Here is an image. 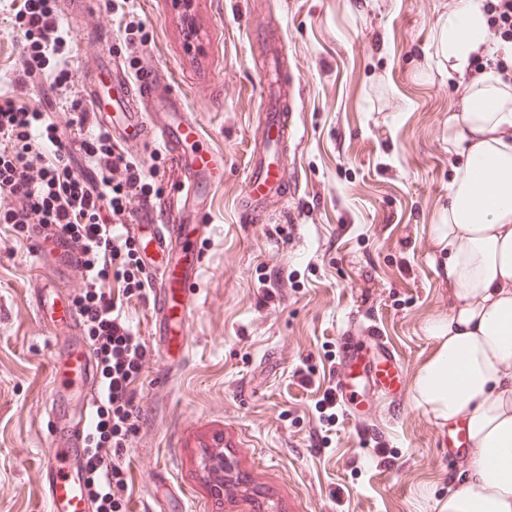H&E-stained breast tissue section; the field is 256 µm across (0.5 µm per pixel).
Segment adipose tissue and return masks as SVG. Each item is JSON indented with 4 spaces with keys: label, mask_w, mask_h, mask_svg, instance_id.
<instances>
[{
    "label": "adipose tissue",
    "mask_w": 512,
    "mask_h": 512,
    "mask_svg": "<svg viewBox=\"0 0 512 512\" xmlns=\"http://www.w3.org/2000/svg\"><path fill=\"white\" fill-rule=\"evenodd\" d=\"M448 69L499 50L483 0H457L439 37ZM448 119L458 167L435 239L448 248L449 317L431 321L436 348L412 382L414 402L471 442L466 474L440 512H512V92L495 74Z\"/></svg>",
    "instance_id": "adipose-tissue-1"
}]
</instances>
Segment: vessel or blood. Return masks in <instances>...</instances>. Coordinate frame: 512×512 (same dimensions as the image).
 Segmentation results:
<instances>
[{"mask_svg": "<svg viewBox=\"0 0 512 512\" xmlns=\"http://www.w3.org/2000/svg\"><path fill=\"white\" fill-rule=\"evenodd\" d=\"M128 87H120L115 99L122 111L121 127L104 122L106 130H119L122 138L139 140L146 148L162 146L176 156L184 172L191 204L181 221L159 222L151 208L133 201L137 219L135 236L138 252L152 274V316L154 338L164 343L178 338L187 344L192 296L205 263L204 245L211 234L207 224L209 197L216 176L213 160L198 151L194 138L199 130L185 110L181 93L172 73L162 67H149L137 77L135 87L147 109H127ZM266 137L250 151L245 194L251 210L269 206L281 197L284 184L279 163L285 142L298 132L294 110L272 107L266 114ZM37 257L50 258L48 270L34 282L31 295L41 320L55 335L66 337L63 360L54 367L56 377L68 378L69 388L55 392L59 411H67L72 393H79L80 408L67 423L50 421L49 438L54 446L41 464V480L51 512H92L85 494L86 458L83 448L89 431L91 393L96 387L91 347L84 336L85 322L73 300L59 290L72 270L78 269L83 256L70 237L45 238L40 225L30 227ZM338 399L345 402L372 403L376 394L398 403L397 364L380 337H368L361 326H353L343 336L336 362Z\"/></svg>", "mask_w": 512, "mask_h": 512, "instance_id": "obj_1", "label": "vessel or blood"}]
</instances>
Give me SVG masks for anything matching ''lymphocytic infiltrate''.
<instances>
[{
	"label": "lymphocytic infiltrate",
	"mask_w": 512,
	"mask_h": 512,
	"mask_svg": "<svg viewBox=\"0 0 512 512\" xmlns=\"http://www.w3.org/2000/svg\"><path fill=\"white\" fill-rule=\"evenodd\" d=\"M14 22L29 45L27 77L48 81L52 93L63 95L70 77L62 60L70 42L57 0H21ZM70 109V143L87 160L83 170L59 149V130L44 113L0 99V199L7 201L0 223L21 230L39 224L47 236L65 234L81 243L85 290L77 305L99 372L86 488L95 512H123L125 469L112 451L139 430L133 385L146 359V342L126 322L123 301L141 296L150 280L134 238L121 231L133 216V200L148 204L160 193L145 182L139 162L117 153L109 134L84 138L90 114L81 101ZM112 277L122 283L117 298L103 288Z\"/></svg>",
	"instance_id": "f902f5d3"
}]
</instances>
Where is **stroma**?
<instances>
[{
  "label": "stroma",
  "instance_id": "obj_1",
  "mask_svg": "<svg viewBox=\"0 0 512 512\" xmlns=\"http://www.w3.org/2000/svg\"><path fill=\"white\" fill-rule=\"evenodd\" d=\"M456 0H195L196 35L172 0H100L64 20L73 36L71 93L83 98L103 54L127 77L170 68L203 144L224 158L210 196L206 260L187 350L148 346L134 384L140 430L118 456L126 512H439L461 467L446 425L403 396L369 418L338 401L336 353L351 323L393 350L404 384L430 358L433 319L452 311L432 225L448 214L460 164L448 119L463 112V77L439 49ZM139 23L134 54L123 28ZM278 26L301 90L287 191L253 223L240 220L249 141L260 138L265 51L251 31ZM109 33L111 43L84 40ZM29 46L0 0V96L65 127V104L25 75ZM162 191L157 213L178 219L181 172L162 147L118 142ZM237 272L224 274V258ZM41 271L26 234L0 224V512H50L39 481L60 348L29 293ZM167 388L152 390L157 371ZM230 446L237 489L215 499L204 469L216 435Z\"/></svg>",
  "mask_w": 512,
  "mask_h": 512
}]
</instances>
